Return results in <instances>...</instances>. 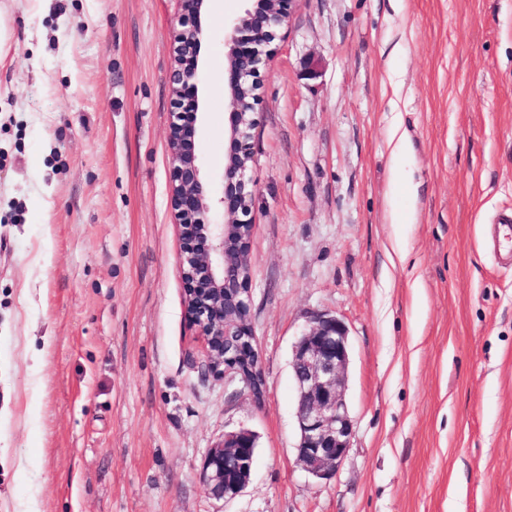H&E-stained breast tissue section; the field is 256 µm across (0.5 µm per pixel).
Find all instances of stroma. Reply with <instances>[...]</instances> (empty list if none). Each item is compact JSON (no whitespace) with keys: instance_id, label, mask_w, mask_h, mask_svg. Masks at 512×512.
<instances>
[{"instance_id":"1","label":"stroma","mask_w":512,"mask_h":512,"mask_svg":"<svg viewBox=\"0 0 512 512\" xmlns=\"http://www.w3.org/2000/svg\"><path fill=\"white\" fill-rule=\"evenodd\" d=\"M208 0L198 151L224 169ZM179 0H0V512H512V0H301L260 68L249 322L209 375L170 209ZM400 125L406 148L393 156ZM346 325L350 451L297 461L292 347ZM256 434L235 498L204 457Z\"/></svg>"}]
</instances>
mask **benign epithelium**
Instances as JSON below:
<instances>
[{
    "label": "benign epithelium",
    "instance_id": "1",
    "mask_svg": "<svg viewBox=\"0 0 512 512\" xmlns=\"http://www.w3.org/2000/svg\"><path fill=\"white\" fill-rule=\"evenodd\" d=\"M207 0H181L182 14L171 73L173 110L169 147L172 160L170 206L178 221V270L185 285L188 316L204 342L207 373L238 380L256 401V373L263 372L249 323L251 288L246 254L253 224L252 130L260 97V67L274 51L280 29L300 0H252L231 26L224 65L230 99L224 173L219 187L201 172L197 148L200 65ZM349 364L348 334L334 316L318 314L293 347L300 432L297 460L304 470L323 477L341 465L350 450L353 420L344 397ZM256 448L248 430L224 435L201 467L206 493L231 499L246 487Z\"/></svg>",
    "mask_w": 512,
    "mask_h": 512
}]
</instances>
